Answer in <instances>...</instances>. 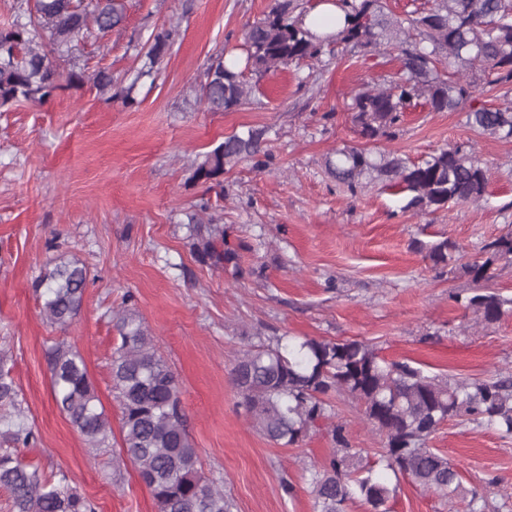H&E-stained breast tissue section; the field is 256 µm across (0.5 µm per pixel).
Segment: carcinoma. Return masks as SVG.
Here are the masks:
<instances>
[{
    "label": "carcinoma",
    "mask_w": 512,
    "mask_h": 512,
    "mask_svg": "<svg viewBox=\"0 0 512 512\" xmlns=\"http://www.w3.org/2000/svg\"><path fill=\"white\" fill-rule=\"evenodd\" d=\"M347 25L334 37L319 38L303 26L306 7L297 0H274L270 10L245 32V68L262 76L278 68L314 61L327 67L335 50L365 57L387 40L400 69L384 85L364 84L352 95V122L361 138L392 139L403 112L417 101L433 112L465 111L467 124L479 135L512 141V0H431L427 9L392 17L385 0H340ZM123 0H17L10 23L0 26V107L43 103L65 87L91 84L114 98L112 73H92L72 66L61 83L58 61L75 41L95 28L106 34L124 25ZM178 30L155 31L137 77L150 75L175 41ZM498 91L502 103L483 101ZM248 96L243 73L229 69L219 54L206 69L200 102L212 112L242 105ZM264 131L231 135L199 156L191 180L223 187L225 167L259 159ZM336 181L354 190L368 174L410 195L406 208L427 214L449 203L483 199L487 168L473 151L441 148L418 164L365 147H345L328 161ZM192 253L212 268L235 259L224 227L191 216ZM486 258L465 265L475 279L490 277L493 264L512 259V234L484 246ZM459 245L448 239L428 247L436 266L457 262ZM87 269L61 261L44 272L35 292L47 322L62 328L79 314ZM475 323L490 324L512 315V297L477 293L466 298ZM119 333L110 363L112 392L121 411V448L115 469L128 460L149 489L156 512H231L224 483L202 476L197 450L186 429L179 384L157 354L154 339L139 317L115 314ZM54 400L90 448L101 447L111 431L80 353L63 342L45 350ZM233 382L251 427L276 445L288 447L320 429L329 418L330 399L346 396L360 406L362 418L384 436L370 453L353 448L340 424L327 429L334 443L323 467L311 473L313 512H346L355 500L367 512H391L397 485L388 474L408 478L444 496L462 491L457 468L427 447L446 422L459 418L497 428L512 436V374L493 381L451 380L429 375L407 360H387L363 340L328 341L304 337L296 344H251L236 359ZM0 406L13 415L0 418V488L8 492L12 512H94L92 504L70 486L63 472L47 473L19 457L18 445L34 439L24 423L15 383L6 358L0 357Z\"/></svg>",
    "instance_id": "1"
}]
</instances>
